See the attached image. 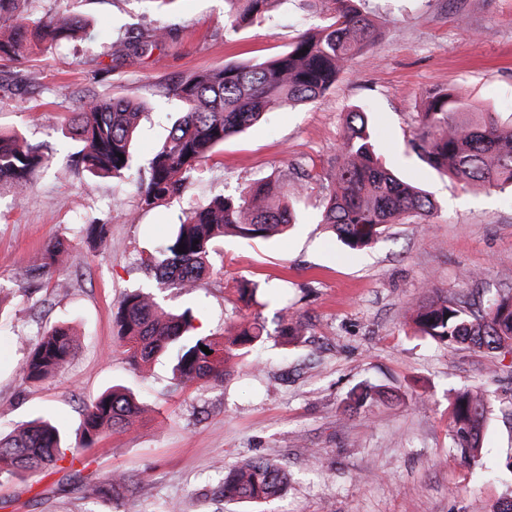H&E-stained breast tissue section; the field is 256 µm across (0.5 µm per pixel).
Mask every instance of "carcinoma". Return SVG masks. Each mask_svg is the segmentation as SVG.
<instances>
[{"label": "carcinoma", "mask_w": 512, "mask_h": 512, "mask_svg": "<svg viewBox=\"0 0 512 512\" xmlns=\"http://www.w3.org/2000/svg\"><path fill=\"white\" fill-rule=\"evenodd\" d=\"M30 0H0V55L21 56L46 49L61 39L84 33L80 16H48L27 23L21 17ZM281 0H224V31L235 32L265 18ZM330 12L329 22L303 34L288 50L261 62H226L198 71L178 82L171 93L182 104L164 141L146 171L131 176L132 145L143 103L124 97L79 102L67 128L78 144L76 166L94 177L125 178L138 197L137 209L150 211L180 194L200 165L229 136L260 121L273 105L315 102L350 70L353 60L370 51L377 25L360 7L362 0H311ZM169 37L152 29L136 41L118 38L112 56L122 59L144 53ZM417 156L437 170L471 186L512 189V123L500 122L480 109L459 89L428 97L420 129L410 141ZM124 158H119V155ZM48 161L41 145L0 133V191L21 199L32 191L35 176ZM301 189L284 193L278 181L261 179L237 196L216 195L184 212L177 228L156 252L142 259L154 273L161 291H190L210 278L216 241L232 232L244 239H265L296 221ZM431 196L399 179L376 153L367 115L354 107L346 114L341 154L324 207L322 223L351 250L378 241L389 224L417 218L425 222L435 211ZM184 251H179V246ZM64 239L45 248V261L24 270L20 279L47 277L63 263ZM193 313L165 311L154 294L135 290L125 294L113 312V324L129 365L141 369L160 357L172 360V387H200L224 376L226 365L247 360L249 349L261 345L268 332L249 321L223 344L192 336ZM416 332L448 344H472L498 351L512 346V293H494L486 304L464 311L448 297L427 290L413 313ZM302 324L291 316L281 320L278 334L292 341ZM72 332L55 326L40 336L20 366L27 381L61 371L72 351ZM212 351L207 355L200 346ZM145 412L121 385L103 391L85 406L80 447L91 448L110 430L126 429ZM487 412L483 393L464 390L455 400L449 423L450 450L471 456L479 448ZM65 459L58 429L48 421L25 423L0 434V481L29 472L58 467ZM290 481L288 472L266 459L248 460L224 474V499L265 502L279 497ZM133 477L113 475L85 486L89 497L108 498L133 492Z\"/></svg>", "instance_id": "carcinoma-1"}]
</instances>
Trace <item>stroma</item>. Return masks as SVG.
Instances as JSON below:
<instances>
[{"instance_id":"stroma-1","label":"stroma","mask_w":512,"mask_h":512,"mask_svg":"<svg viewBox=\"0 0 512 512\" xmlns=\"http://www.w3.org/2000/svg\"><path fill=\"white\" fill-rule=\"evenodd\" d=\"M381 35L371 52L314 103L276 107L227 138L183 195L136 214L133 187L78 174L77 144L65 125L79 100L123 96L145 102L135 163L146 166L180 109L168 87L227 61L256 62L322 26L307 0H284L262 23L224 30V0H34L29 19L79 14L86 37L0 60V130L46 146L51 158L23 199L0 195V432L42 416L80 441L84 406L122 382L146 408L129 431L107 432L82 461L50 474L0 482V512H497L512 498V350L490 353L412 335L410 307L424 282L449 300L474 303L485 289L512 287V192L468 187L411 150L429 94L460 88L512 120V0H369ZM165 27L169 39L144 56L116 60L112 42ZM368 114L378 153L406 181L432 193L429 223L392 224L372 248L353 251L322 224L331 175L352 106ZM272 176L302 185L299 218L268 240L225 238L214 270L191 294L163 303L192 308L194 332L223 340L244 320L271 336L252 351L262 368L228 366L200 388L171 390L172 364L132 371L112 313L123 293L150 288L140 263L171 235L192 203L235 195ZM110 226L105 248L85 225ZM70 241L65 268L23 281L45 246ZM258 282L244 305L239 280ZM304 324L297 343L275 330L283 313ZM68 322L74 349L60 374L31 383L19 367L31 342ZM390 388L351 412L350 392ZM483 391L488 408L474 457L450 452V410L458 389ZM264 457L291 474L281 496L227 502L224 471ZM125 472L133 498H84L81 487Z\"/></svg>"}]
</instances>
